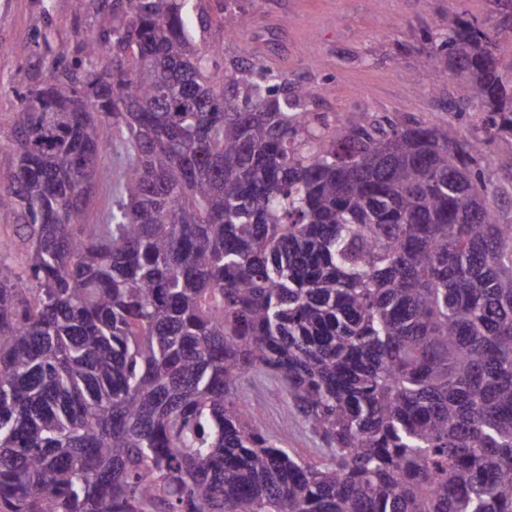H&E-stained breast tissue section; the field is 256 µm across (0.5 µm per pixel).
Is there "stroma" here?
<instances>
[{"label": "stroma", "mask_w": 512, "mask_h": 512, "mask_svg": "<svg viewBox=\"0 0 512 512\" xmlns=\"http://www.w3.org/2000/svg\"><path fill=\"white\" fill-rule=\"evenodd\" d=\"M191 30L198 46L220 68L260 58L289 85L316 87L305 112H325L346 124L362 113L402 122L453 121L461 142L473 141L489 114L471 103L467 85L448 72L437 79L421 63L438 50L442 20L454 13L483 25L499 41L504 76H512V21L497 0H190ZM236 38H226L230 21ZM112 24V9L89 0H0V125L12 123L20 98L40 82L59 50L78 57L85 36ZM482 178L498 191V209L512 221V134L495 139L481 163ZM251 408L283 446L313 453L314 441L292 418L286 402L271 400L265 386L246 387Z\"/></svg>", "instance_id": "stroma-1"}]
</instances>
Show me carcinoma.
<instances>
[{"label": "carcinoma", "mask_w": 512, "mask_h": 512, "mask_svg": "<svg viewBox=\"0 0 512 512\" xmlns=\"http://www.w3.org/2000/svg\"><path fill=\"white\" fill-rule=\"evenodd\" d=\"M186 2L112 0L81 71L0 126V512H512V222L474 170L512 134L491 36L445 20L492 113L460 144L302 112L317 89L258 60L217 81ZM246 391L253 412L260 418L262 424L281 440L285 448H294L306 456H316L312 449L317 448L314 441L292 418L286 402L271 400L265 386L257 380H251L246 386Z\"/></svg>", "instance_id": "obj_1"}]
</instances>
